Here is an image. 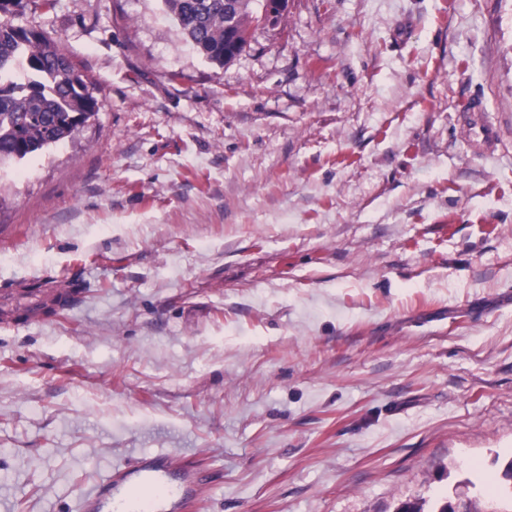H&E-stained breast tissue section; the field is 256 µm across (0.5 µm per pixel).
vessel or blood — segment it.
Returning <instances> with one entry per match:
<instances>
[{
    "mask_svg": "<svg viewBox=\"0 0 512 512\" xmlns=\"http://www.w3.org/2000/svg\"><path fill=\"white\" fill-rule=\"evenodd\" d=\"M470 138L493 145L498 133L484 116L481 98L466 104ZM208 476L167 455L123 465L100 481L84 498L83 512H193Z\"/></svg>",
    "mask_w": 512,
    "mask_h": 512,
    "instance_id": "obj_1",
    "label": "vessel or blood"
}]
</instances>
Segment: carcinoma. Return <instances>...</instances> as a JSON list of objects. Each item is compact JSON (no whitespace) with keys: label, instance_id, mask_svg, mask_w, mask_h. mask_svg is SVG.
<instances>
[{"label":"carcinoma","instance_id":"1","mask_svg":"<svg viewBox=\"0 0 512 512\" xmlns=\"http://www.w3.org/2000/svg\"><path fill=\"white\" fill-rule=\"evenodd\" d=\"M185 39L220 67L248 45V23L259 20L256 0H232L227 26L224 0H161ZM23 66L25 83L14 79ZM98 101L70 58L44 32L0 18V160H21L55 144L97 111Z\"/></svg>","mask_w":512,"mask_h":512}]
</instances>
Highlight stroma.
<instances>
[{"mask_svg":"<svg viewBox=\"0 0 512 512\" xmlns=\"http://www.w3.org/2000/svg\"><path fill=\"white\" fill-rule=\"evenodd\" d=\"M13 22L98 110L0 163V290L85 286L0 315V512L155 454L209 471L198 512L512 486V0H288L221 67L160 0ZM483 100L480 97H472L467 101V128L469 137L476 142L488 147L493 145L498 133L496 128L485 119Z\"/></svg>","mask_w":512,"mask_h":512,"instance_id":"35a3bbf8","label":"stroma"}]
</instances>
